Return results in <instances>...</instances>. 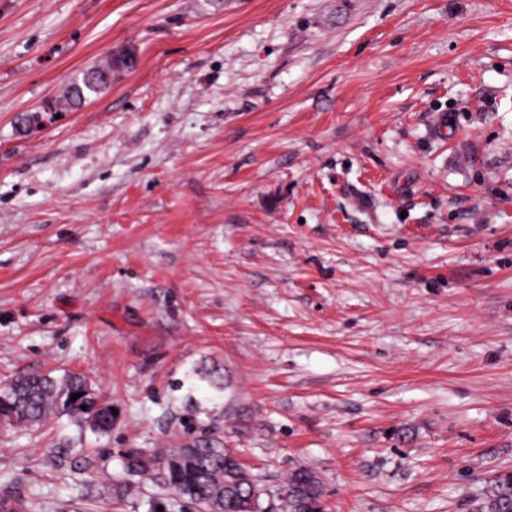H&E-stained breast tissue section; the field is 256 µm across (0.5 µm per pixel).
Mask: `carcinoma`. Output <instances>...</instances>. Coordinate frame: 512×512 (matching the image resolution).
Here are the masks:
<instances>
[{"instance_id": "obj_1", "label": "carcinoma", "mask_w": 512, "mask_h": 512, "mask_svg": "<svg viewBox=\"0 0 512 512\" xmlns=\"http://www.w3.org/2000/svg\"><path fill=\"white\" fill-rule=\"evenodd\" d=\"M103 91L84 78L75 80L55 101V110L78 107ZM74 393L80 397L72 401ZM58 415L81 418L98 432L112 428V407L96 401L84 374L68 373L60 378L49 373L31 375L0 386L1 428L32 429ZM126 467L130 474L194 505L197 512H270L263 505L265 496L277 499L278 512H323L321 483L312 470L297 467L282 486L270 491L233 451L224 447L220 437L194 440L175 448L133 451ZM474 512H512V474L496 478L484 497L478 499Z\"/></svg>"}]
</instances>
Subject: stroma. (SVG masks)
Returning <instances> with one entry per match:
<instances>
[{
    "label": "stroma",
    "instance_id": "1",
    "mask_svg": "<svg viewBox=\"0 0 512 512\" xmlns=\"http://www.w3.org/2000/svg\"><path fill=\"white\" fill-rule=\"evenodd\" d=\"M47 372L116 415L0 432L39 512H180L126 456L211 435L327 512H472L512 473V0H0V384ZM85 72L83 73L81 82L75 80L69 84L60 97L55 101V111L64 112L69 109L78 107L82 104V101L89 100L93 96L101 94L106 87L97 88L93 84L89 83L85 79Z\"/></svg>",
    "mask_w": 512,
    "mask_h": 512
}]
</instances>
